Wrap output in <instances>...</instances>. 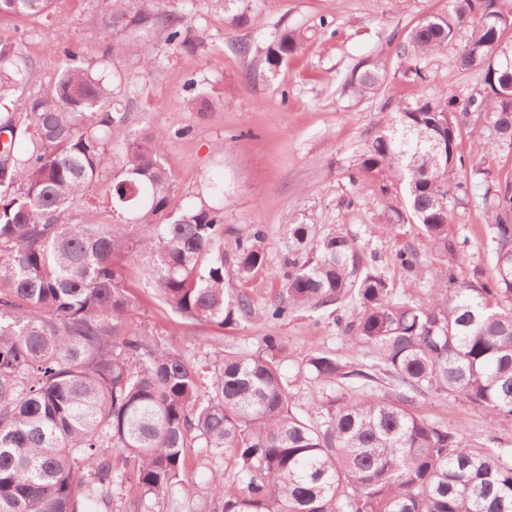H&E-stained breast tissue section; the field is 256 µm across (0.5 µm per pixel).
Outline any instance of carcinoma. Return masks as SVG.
Instances as JSON below:
<instances>
[{"mask_svg": "<svg viewBox=\"0 0 512 512\" xmlns=\"http://www.w3.org/2000/svg\"><path fill=\"white\" fill-rule=\"evenodd\" d=\"M52 3L0 0V15L39 16ZM100 22L121 35L112 52L147 72L164 64L154 32L173 50L193 47L184 16L158 12V0H106ZM462 28L468 36L445 79L479 73L478 96L461 109L426 97L396 106L361 155L357 182L382 201L385 233L416 226L446 258L464 248L448 237L451 205L476 180L494 243L489 271L460 284L450 274L427 301L396 302L385 273L329 233L302 264L288 262L268 310L281 320L354 293L350 315L334 320L370 354L364 370L323 353L289 356L274 336L254 353L217 348L203 365L141 321L124 285L126 265L139 260L159 299L192 323L222 328L236 310L253 313L249 296L232 305L224 291V208L214 204L224 185L209 183L199 203L175 207L162 157L186 131L144 133L121 149L110 211L89 203L126 103L70 39L51 47L65 61L52 96L0 115L10 136L0 145V512H101L115 486L133 491L126 512H154L189 448L225 456L241 476L240 487L212 476L221 512H512V462L500 449L473 450L461 431L412 410L418 393H453L512 419V180L495 172L499 148L512 146V0H450L448 13L421 19L400 49L405 73L424 81L427 58ZM303 39L296 29L275 37L261 58L266 71L275 74ZM31 69L17 42L0 37V104ZM384 80L381 67L360 63L348 87L363 96ZM184 88L187 108L205 111L195 79ZM473 105L488 121L465 157L458 140ZM395 262L420 271L414 247ZM232 267L246 283L267 269L261 229L235 240ZM288 358L318 382L358 381L371 394L314 425L292 409ZM380 375L387 387L376 393Z\"/></svg>", "mask_w": 512, "mask_h": 512, "instance_id": "obj_1", "label": "carcinoma"}]
</instances>
